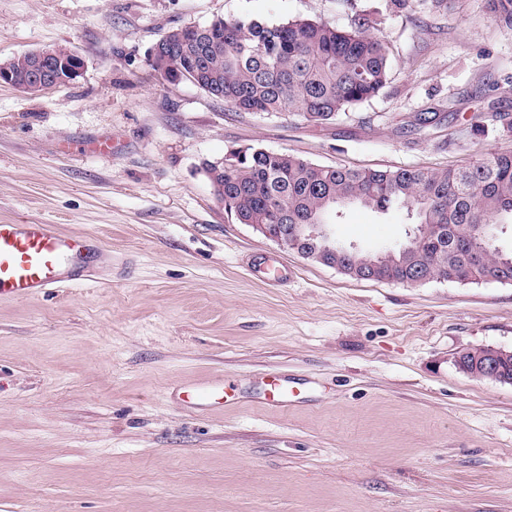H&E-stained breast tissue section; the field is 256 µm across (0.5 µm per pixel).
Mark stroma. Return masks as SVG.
<instances>
[{
	"label": "stroma",
	"mask_w": 512,
	"mask_h": 512,
	"mask_svg": "<svg viewBox=\"0 0 512 512\" xmlns=\"http://www.w3.org/2000/svg\"><path fill=\"white\" fill-rule=\"evenodd\" d=\"M369 18L386 87L335 120L238 112L146 58L215 18ZM65 47L81 76L0 84V222L95 237L92 283L0 299V512H512V285L358 280L239 223L205 165L261 147L322 166L464 167L512 148V27L486 0H0V61ZM439 120L413 130L415 115ZM406 208H344L378 252ZM287 385L288 402L267 399ZM232 386L223 406L182 399ZM474 356L473 370L470 372L476 379H495L502 382L512 383L502 380L499 376V360L507 356H512V351H506L494 347H478L467 351Z\"/></svg>",
	"instance_id": "1"
}]
</instances>
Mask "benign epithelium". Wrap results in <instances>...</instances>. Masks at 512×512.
<instances>
[{"label":"benign epithelium","instance_id":"1","mask_svg":"<svg viewBox=\"0 0 512 512\" xmlns=\"http://www.w3.org/2000/svg\"><path fill=\"white\" fill-rule=\"evenodd\" d=\"M82 59L66 48L33 50L20 57L0 61V83L9 84L22 92L40 94L54 87L76 80L82 72ZM253 228L278 245L304 255L301 250L303 237L308 234L323 236L318 261L336 254L330 235L322 224H307L294 230L290 236L275 235L268 224H255ZM474 356L471 374L476 379H500L499 360L512 356V351L494 347H478L469 350Z\"/></svg>","mask_w":512,"mask_h":512}]
</instances>
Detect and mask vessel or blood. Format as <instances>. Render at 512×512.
I'll return each instance as SVG.
<instances>
[{"label": "vessel or blood", "mask_w": 512, "mask_h": 512, "mask_svg": "<svg viewBox=\"0 0 512 512\" xmlns=\"http://www.w3.org/2000/svg\"><path fill=\"white\" fill-rule=\"evenodd\" d=\"M99 251L88 235H67L52 224L0 223V298L32 299L71 285Z\"/></svg>", "instance_id": "b4317fda"}]
</instances>
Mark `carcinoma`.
I'll return each mask as SVG.
<instances>
[{
  "instance_id": "carcinoma-1",
  "label": "carcinoma",
  "mask_w": 512,
  "mask_h": 512,
  "mask_svg": "<svg viewBox=\"0 0 512 512\" xmlns=\"http://www.w3.org/2000/svg\"><path fill=\"white\" fill-rule=\"evenodd\" d=\"M487 6L495 21L512 26V0ZM369 27L365 17L348 29L308 19L219 18L165 34L149 65L169 81L182 75L239 112L322 124L388 82L387 46ZM348 204L381 212L403 205L417 223L432 225L412 250L407 242L354 258L336 244V266L349 277L404 279L417 268L428 281L512 284V254L493 248L512 224V149L442 170L324 167L262 148L233 151L224 163V207L241 224H324Z\"/></svg>"
}]
</instances>
